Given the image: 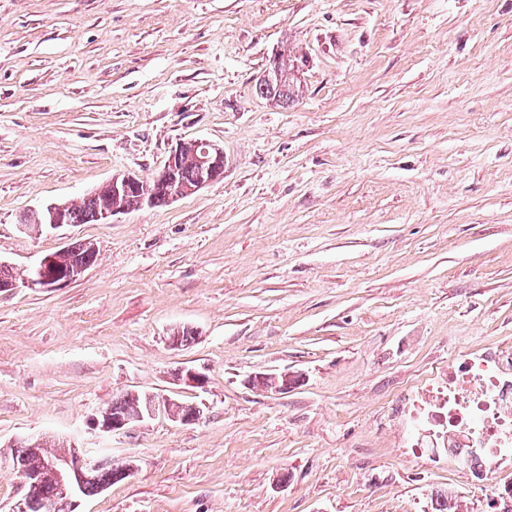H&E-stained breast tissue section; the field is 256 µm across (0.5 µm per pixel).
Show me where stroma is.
<instances>
[{"label": "stroma", "instance_id": "obj_1", "mask_svg": "<svg viewBox=\"0 0 512 512\" xmlns=\"http://www.w3.org/2000/svg\"><path fill=\"white\" fill-rule=\"evenodd\" d=\"M282 48L288 108L255 92ZM195 139L220 181L20 229ZM73 239L81 280L0 291V512L32 438L129 466L82 512H487L411 424L457 354L512 347V0H0V262ZM128 392L202 413L93 430ZM96 257L97 251L94 243L82 239H75L68 244L65 251L59 255L58 259L65 269L75 268L76 266H84L88 269L94 264Z\"/></svg>", "mask_w": 512, "mask_h": 512}]
</instances>
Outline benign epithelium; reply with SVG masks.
<instances>
[{"label":"benign epithelium","mask_w":512,"mask_h":512,"mask_svg":"<svg viewBox=\"0 0 512 512\" xmlns=\"http://www.w3.org/2000/svg\"><path fill=\"white\" fill-rule=\"evenodd\" d=\"M203 148L197 156L200 174L196 185L187 189L174 183V173L180 163L184 143H178L171 151L163 168L149 181H144L132 175L114 176L106 182L112 192L120 194L129 190L139 189L145 204H150L152 188L164 187L168 189L169 197L177 199L194 193L201 188L220 180L224 175V152L221 148L206 141L201 142ZM44 227L57 229L68 224L67 213L64 206L50 203L33 212ZM56 254H47L30 270L25 283L30 286L52 289L58 288L81 279L86 272L84 268L70 271L68 276L57 272ZM262 387L274 392L288 389V374L281 376L267 375L260 377ZM172 402L165 396H150L146 407L136 416L128 418L122 415H113L105 410L95 418V428L103 433L116 432L128 428L130 425L142 421L146 417L157 414H166L176 420L178 416L171 409ZM97 466V462L89 457L78 455H57L44 461L41 470L25 474L26 492L23 498L14 506L13 512H42L49 507L62 508L65 512H81L79 507L82 494V480L84 472ZM55 487L56 496L52 501L44 498L43 492L46 484Z\"/></svg>","instance_id":"benign-epithelium-1"}]
</instances>
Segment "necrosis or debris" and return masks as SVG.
Here are the masks:
<instances>
[{
    "label": "necrosis or debris",
    "instance_id": "necrosis-or-debris-1",
    "mask_svg": "<svg viewBox=\"0 0 512 512\" xmlns=\"http://www.w3.org/2000/svg\"><path fill=\"white\" fill-rule=\"evenodd\" d=\"M415 433L420 448L446 442L449 458L467 466L473 492L495 502L512 495V486L490 484L512 461V349L466 352L449 363L447 392Z\"/></svg>",
    "mask_w": 512,
    "mask_h": 512
}]
</instances>
